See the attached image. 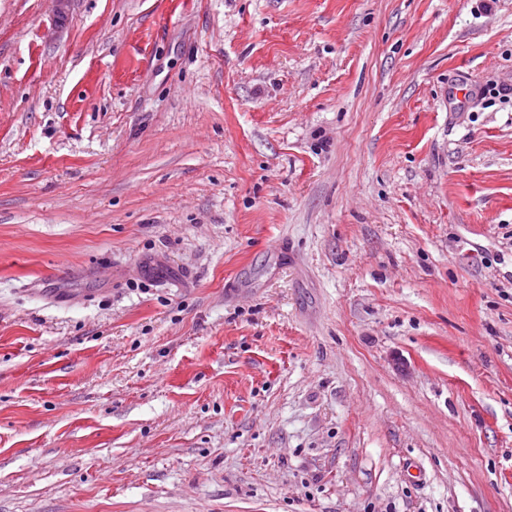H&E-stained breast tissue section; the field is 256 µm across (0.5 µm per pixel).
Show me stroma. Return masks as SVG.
I'll list each match as a JSON object with an SVG mask.
<instances>
[{
    "label": "stroma",
    "mask_w": 512,
    "mask_h": 512,
    "mask_svg": "<svg viewBox=\"0 0 512 512\" xmlns=\"http://www.w3.org/2000/svg\"><path fill=\"white\" fill-rule=\"evenodd\" d=\"M0 512H512V0H0Z\"/></svg>",
    "instance_id": "stroma-1"
}]
</instances>
